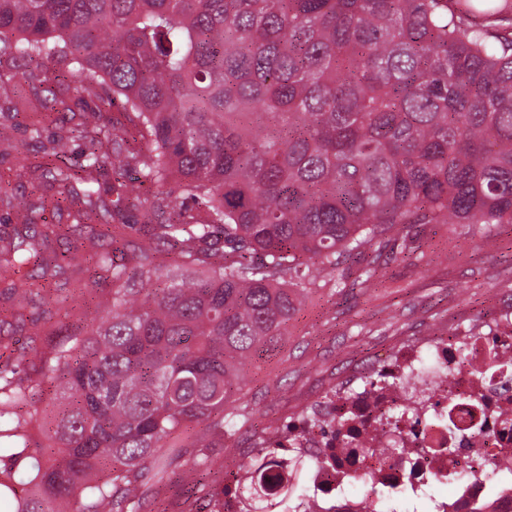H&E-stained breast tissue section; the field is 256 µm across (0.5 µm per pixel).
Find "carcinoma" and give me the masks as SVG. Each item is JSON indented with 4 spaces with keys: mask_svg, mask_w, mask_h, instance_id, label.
I'll return each instance as SVG.
<instances>
[{
    "mask_svg": "<svg viewBox=\"0 0 512 512\" xmlns=\"http://www.w3.org/2000/svg\"><path fill=\"white\" fill-rule=\"evenodd\" d=\"M0 43L51 56L76 89L112 91L50 141L46 184L103 224L131 205L146 239L49 251L58 225L0 239L12 318L40 281L86 261L112 277L84 334L0 365V504L12 512H141L185 460L184 512L208 456L180 440L248 422L226 408L246 361L286 334L303 293L348 257L369 287L413 224H512V0H0ZM122 118L101 113L113 99ZM144 148H124L129 130ZM113 171L106 200L91 185ZM158 188L130 198L128 182ZM175 183L179 195L167 189ZM192 201L193 206L185 205ZM174 252L177 270L156 254ZM62 400L51 427L36 397Z\"/></svg>",
    "mask_w": 512,
    "mask_h": 512,
    "instance_id": "carcinoma-1",
    "label": "carcinoma"
}]
</instances>
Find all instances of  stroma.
Returning a JSON list of instances; mask_svg holds the SVG:
<instances>
[{
  "label": "stroma",
  "instance_id": "stroma-1",
  "mask_svg": "<svg viewBox=\"0 0 512 512\" xmlns=\"http://www.w3.org/2000/svg\"><path fill=\"white\" fill-rule=\"evenodd\" d=\"M25 69L23 61L0 60V124L11 133L9 144L0 146V185L8 188L0 195V236L24 222H49L69 229L57 251L72 243L89 250V242L73 228L74 209L57 191L41 186L37 167L45 160V145L64 126L53 96H66L72 111L80 113L99 107V94L76 92L73 79L54 59H44L37 68L42 84L25 81ZM35 126L41 130L37 139L30 134ZM411 235V242L396 246L379 268L372 287L357 284L360 261L342 263L334 286L304 295L287 335L246 363L236 400L250 406L253 421L279 422L288 410L338 384L349 366L371 364L401 340L491 317L512 301V224L494 226L487 245L460 224L452 230L417 224ZM110 288V281L85 265L44 281L43 302L28 309L16 332L21 345L40 348L47 334L88 329L107 309ZM61 294L66 302H58ZM250 438L245 429L214 437L208 451L213 486H223L225 462L239 457Z\"/></svg>",
  "mask_w": 512,
  "mask_h": 512
}]
</instances>
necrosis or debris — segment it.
Wrapping results in <instances>:
<instances>
[{
	"mask_svg": "<svg viewBox=\"0 0 512 512\" xmlns=\"http://www.w3.org/2000/svg\"><path fill=\"white\" fill-rule=\"evenodd\" d=\"M400 417L381 425L383 413ZM512 305L493 319L447 334L402 342L375 364V378L352 374L318 406L268 426L250 450L301 449L318 458L306 473V492L296 512H370L382 500L407 503L406 512H505L512 504ZM404 455H387L385 443ZM495 471L496 482L484 479ZM365 477L368 493L352 495L353 479ZM453 480L454 495L429 499L436 483Z\"/></svg>",
	"mask_w": 512,
	"mask_h": 512,
	"instance_id": "1",
	"label": "necrosis or debris"
}]
</instances>
